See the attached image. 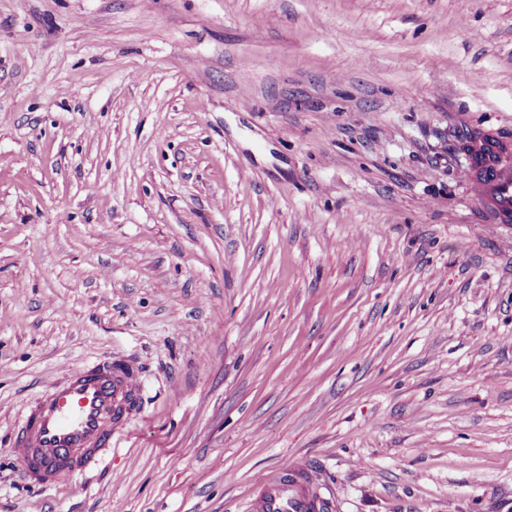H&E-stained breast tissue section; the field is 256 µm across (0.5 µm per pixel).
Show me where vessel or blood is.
Returning <instances> with one entry per match:
<instances>
[{"label":"vessel or blood","instance_id":"b4317fda","mask_svg":"<svg viewBox=\"0 0 512 512\" xmlns=\"http://www.w3.org/2000/svg\"><path fill=\"white\" fill-rule=\"evenodd\" d=\"M492 186L499 207L512 211V173L498 170ZM141 393L140 370L129 363L104 360L70 370L18 427L23 481L49 486L64 473L98 466ZM320 501L315 475L286 473L264 485L253 512H321Z\"/></svg>","mask_w":512,"mask_h":512}]
</instances>
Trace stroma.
<instances>
[{
	"label": "stroma",
	"mask_w": 512,
	"mask_h": 512,
	"mask_svg": "<svg viewBox=\"0 0 512 512\" xmlns=\"http://www.w3.org/2000/svg\"><path fill=\"white\" fill-rule=\"evenodd\" d=\"M512 0H0V512H512ZM108 468L24 484L72 368ZM482 150L476 151L477 153L474 156V160L472 158V163L470 162L471 176L480 184L486 185L490 183L489 177H487V168L486 164L492 161V164H496L492 159L490 154L485 155V151L489 150V148L483 147ZM496 170V177L491 182L494 188V198L498 203V206L507 210L512 211V173L509 171H505L499 169L496 165L494 166ZM480 171V173H479ZM482 175V176H481ZM141 393L140 370L130 363L109 359L70 370L16 431L22 480L50 486L64 473L98 466ZM318 479L311 473L288 474L270 479L256 499L252 512H331L321 511L325 498L317 491Z\"/></svg>",
	"instance_id": "35a3bbf8"
}]
</instances>
